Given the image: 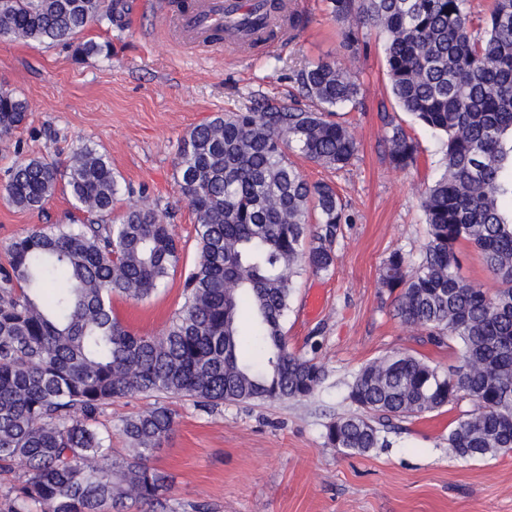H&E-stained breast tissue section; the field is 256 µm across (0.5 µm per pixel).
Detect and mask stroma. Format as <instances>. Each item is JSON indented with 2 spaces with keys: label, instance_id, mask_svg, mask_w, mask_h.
Returning <instances> with one entry per match:
<instances>
[{
  "label": "stroma",
  "instance_id": "35a3bbf8",
  "mask_svg": "<svg viewBox=\"0 0 512 512\" xmlns=\"http://www.w3.org/2000/svg\"><path fill=\"white\" fill-rule=\"evenodd\" d=\"M178 0H129L120 25L91 22L85 41L110 42L111 58L75 59L71 48L0 38V88L26 99L28 118L0 140V177L23 158L65 159L76 145L106 153L127 193L145 194L168 213L184 252L179 271L149 298H114L115 314L142 334L161 332L183 302V273L197 259L195 216L174 178L180 138L216 114L262 95L304 107L294 73L304 59L336 60L338 35L322 0H292L302 22L278 43L247 50L233 43L203 52L178 42L162 24ZM363 86L358 108L345 110L360 145L340 171L296 158L309 181L335 186L352 216L335 245L329 272L293 278L283 329L291 351L322 364L327 377L302 401L227 402L203 410L185 398L134 393L108 405L99 428L113 453L129 443L121 421L156 405L176 415L174 433L151 456L169 485L172 512H512V451L462 459L448 452V428L473 405L463 400L419 418H393L382 447L365 453L324 444V425L353 413L348 386L365 364L408 352L441 368L457 348L436 346L395 314L396 294L382 288L384 260L399 250L418 259L426 237L421 193L437 175L438 141L400 111L386 75L383 45L370 40L352 62ZM398 114L419 145L416 164L395 168L383 114ZM65 190L43 211L17 209L0 195V266L7 244L45 224H78Z\"/></svg>",
  "mask_w": 512,
  "mask_h": 512
}]
</instances>
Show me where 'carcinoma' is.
I'll use <instances>...</instances> for the list:
<instances>
[{
	"label": "carcinoma",
	"mask_w": 512,
	"mask_h": 512,
	"mask_svg": "<svg viewBox=\"0 0 512 512\" xmlns=\"http://www.w3.org/2000/svg\"><path fill=\"white\" fill-rule=\"evenodd\" d=\"M340 48L356 60L382 40L392 94L441 138L443 172L423 193L427 239L419 262L397 250L382 287L400 290L396 316L454 342L459 364L440 370L411 354L358 371L347 399L358 413L324 425L325 445L366 453L381 444L369 417H419L468 399L475 409L448 429V451L483 459L512 451V0L475 23L468 0H324ZM125 0H0V37L109 58V43H81L97 20L120 22ZM305 108L264 100L217 115L180 139L175 181L195 214L198 257L184 303L157 334L124 326L115 296L150 297L180 264L166 216L132 203L111 221L120 185L107 154L89 145L64 162L19 160L5 171L7 201L42 210L63 184L82 224H47L8 245L0 268V471L24 467L7 512H110L131 499L164 507L165 476L148 464L172 435L166 406L122 421L129 453L114 456L97 417L131 393L224 402L302 400L325 368L288 350L283 319L292 278L327 273L350 223L330 184L290 161L341 170L359 147L337 111L361 103L352 70L310 61L294 74ZM27 102L0 89V140L26 120ZM391 163L416 164L419 146L385 119ZM482 256L497 287L463 280L457 247Z\"/></svg>",
	"instance_id": "obj_1"
}]
</instances>
